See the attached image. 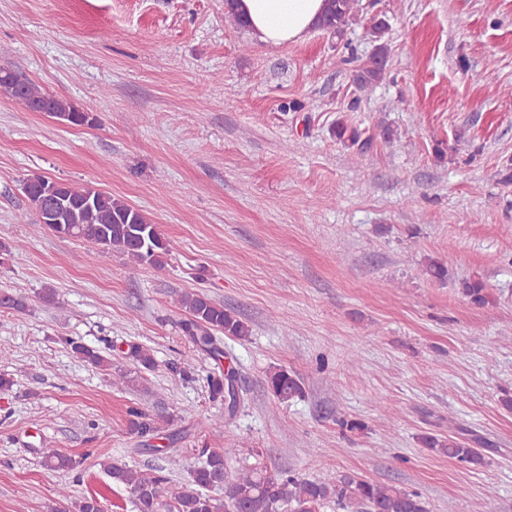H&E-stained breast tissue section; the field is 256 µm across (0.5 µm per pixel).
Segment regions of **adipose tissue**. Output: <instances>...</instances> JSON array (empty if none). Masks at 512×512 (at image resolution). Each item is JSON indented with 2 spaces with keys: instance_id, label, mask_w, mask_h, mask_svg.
I'll use <instances>...</instances> for the list:
<instances>
[{
  "instance_id": "adipose-tissue-1",
  "label": "adipose tissue",
  "mask_w": 512,
  "mask_h": 512,
  "mask_svg": "<svg viewBox=\"0 0 512 512\" xmlns=\"http://www.w3.org/2000/svg\"><path fill=\"white\" fill-rule=\"evenodd\" d=\"M235 8L253 41L276 47L315 31L324 0H236Z\"/></svg>"
}]
</instances>
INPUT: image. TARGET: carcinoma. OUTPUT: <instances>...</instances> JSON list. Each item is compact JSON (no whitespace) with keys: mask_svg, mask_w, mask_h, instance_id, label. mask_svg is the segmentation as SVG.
<instances>
[{"mask_svg":"<svg viewBox=\"0 0 512 512\" xmlns=\"http://www.w3.org/2000/svg\"><path fill=\"white\" fill-rule=\"evenodd\" d=\"M327 7L321 29L343 40L347 29L359 16V0H326ZM367 30L375 41L373 52L354 70L353 83L358 91L367 92L381 84L388 74V47L383 41L389 22L375 15L367 23ZM0 91L8 94L28 112H45L58 121L84 125V112L64 98L51 95L17 72L0 68ZM336 139L359 159L372 146V139L363 136L358 128L338 119L333 130ZM22 192L36 223L62 237L88 239L104 251L126 256L129 271L134 274L145 263L157 269L169 255V244L161 236L157 225L143 213L112 194L77 188L69 183L42 174H32L23 181ZM462 293L480 305L488 302L485 284L479 278L462 282ZM180 304L188 314L181 329L192 351L205 352L216 362V368L207 375V386L214 400L224 399L227 377L221 364L224 351L217 344L216 334L244 339L250 335L249 325L237 314L214 302L205 293L193 291L180 296ZM0 309L22 312L25 297L19 292H1ZM62 342L84 361L105 371L112 370V359L82 341L64 337ZM125 358L143 370L155 367L152 354L139 344H130ZM268 387L278 400L287 402L304 394L301 380L283 368L267 376ZM129 429L134 434L154 431L148 415L139 408L128 411ZM424 447L447 455L460 463L479 464L481 456L455 438L446 440L434 435L421 436ZM198 465L191 470L189 480L171 499H166L168 478L160 473L145 476L125 465L112 463L107 471L117 484L125 486L138 512H226L229 504L233 512H321L330 502L339 506L359 503L368 512H427L421 495L393 484L370 482L352 476L336 478L328 475L309 479L288 471L250 468L236 476L227 475L224 454L229 449H196ZM80 462L65 454L48 456L47 466L53 470H74ZM224 487L225 499L210 495L217 487Z\"/></svg>","mask_w":512,"mask_h":512,"instance_id":"carcinoma-1","label":"carcinoma"}]
</instances>
